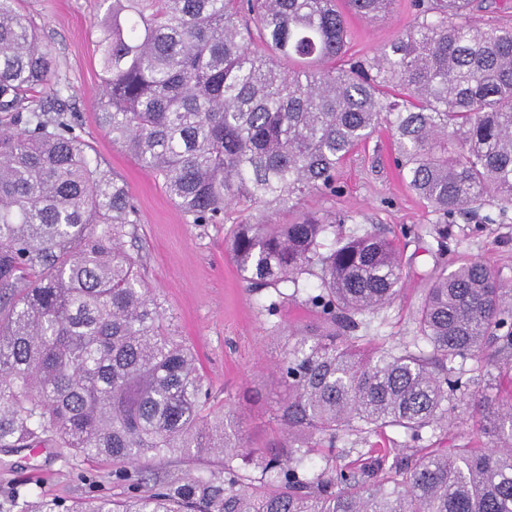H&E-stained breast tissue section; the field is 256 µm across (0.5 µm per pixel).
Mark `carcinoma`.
<instances>
[{"label":"carcinoma","instance_id":"obj_1","mask_svg":"<svg viewBox=\"0 0 512 512\" xmlns=\"http://www.w3.org/2000/svg\"><path fill=\"white\" fill-rule=\"evenodd\" d=\"M394 0H112L95 24L100 126L194 224L240 203L287 205L336 192L346 157L383 123L409 187L448 225L486 204L512 207V26L474 23L497 0H415L412 23L374 57L349 51V15L374 21ZM17 0H0V448L52 437L108 457L137 491L18 512H512V405L482 429L502 447L423 449L309 476L310 444L345 430L422 432L469 398L481 362L512 353V290L479 261L441 269L417 313L414 347L371 356L354 332L399 293L394 242L372 231L326 238L346 216L238 224L231 259L256 291L319 271L317 329L287 338L288 388L275 418L299 436L286 454L249 447L234 411L215 414L194 350L164 321L125 239L138 213L127 186L76 133L67 86ZM224 456V471L156 476V457ZM257 461L264 480L231 465Z\"/></svg>","mask_w":512,"mask_h":512}]
</instances>
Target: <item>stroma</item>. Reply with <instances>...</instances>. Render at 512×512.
I'll use <instances>...</instances> for the list:
<instances>
[{
	"instance_id": "obj_1",
	"label": "stroma",
	"mask_w": 512,
	"mask_h": 512,
	"mask_svg": "<svg viewBox=\"0 0 512 512\" xmlns=\"http://www.w3.org/2000/svg\"><path fill=\"white\" fill-rule=\"evenodd\" d=\"M18 8L51 50L52 72L68 87L78 134L92 156L125 183L133 197L139 215L134 249L142 260L141 272L176 335L195 349L212 409L232 407L251 447L267 454L286 449L288 439L274 416L284 395L278 367L288 334H303L316 325L305 300L318 280L305 275L299 286L283 287L277 315L268 317L261 306L262 293L248 287L226 250L236 221L251 217L285 224L305 211L343 214L347 221L339 226V233L380 230L392 238L403 269L401 290L389 304L364 317L358 334L367 350L413 343L422 295L444 262L482 260L505 287L512 288V212L492 224L485 223L479 213L457 217L448 227L443 245L447 252L439 254L438 217L396 169L395 138L384 126L339 168L338 194L307 193L285 207L242 205L227 223H191L168 197L161 180L113 146L98 123L95 97L102 72L92 25L106 11L102 0H19ZM409 21V0H397L392 13L382 20L350 17L352 53L379 54ZM275 323L280 332H272ZM481 421L480 408L463 404L451 422L417 442L396 426L385 427L377 435L343 432L334 449L310 453V470L358 465L373 459L380 448L388 449L394 458L422 447L454 448L477 439ZM116 469L111 459H84L50 441L34 450L0 448V494L21 484L31 495L69 504L86 497L95 486L121 498L127 489L115 479Z\"/></svg>"
}]
</instances>
